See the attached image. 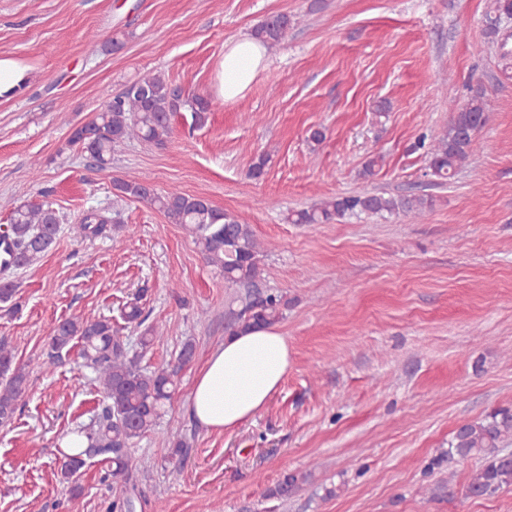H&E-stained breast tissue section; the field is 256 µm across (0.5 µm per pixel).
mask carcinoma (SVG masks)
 I'll list each match as a JSON object with an SVG mask.
<instances>
[{"label": "carcinoma", "mask_w": 512, "mask_h": 512, "mask_svg": "<svg viewBox=\"0 0 512 512\" xmlns=\"http://www.w3.org/2000/svg\"><path fill=\"white\" fill-rule=\"evenodd\" d=\"M504 19H512V0H493L487 15L491 32L498 30ZM292 20L285 14L266 17L253 30V36L266 44L286 39ZM91 50L101 46L119 47V41L107 32L89 36ZM174 84L161 74L143 77L127 84L108 100L86 124L73 128L69 144L89 153L98 167L106 166L115 148L125 142L137 141L147 146H164L173 133L172 118L179 112L189 113L191 126L201 127L208 120L209 101L197 94L176 96ZM452 119L441 133L423 134L414 145L424 151L427 160L425 175L436 184L453 178L468 160L477 132L489 122L490 116L482 93L467 101H448ZM116 196L145 202L162 212L174 224L191 235L206 264L224 275V285L236 290L239 308L226 313V330L233 333L259 325L272 326L283 317L288 305L284 296L264 288L262 257L271 250L259 241L250 225L241 224L203 197L179 192L160 193L145 177L128 176L113 183ZM432 206V199L418 194L388 195L359 193L326 198L311 208L290 210L285 217L289 224H325L346 217L403 214L423 216ZM9 208L8 236L13 249L11 260L0 273V302L12 301L14 284L5 277L13 268L38 264L53 248L60 231L61 217L50 204H20L1 201L0 208ZM110 219L97 210L85 212L79 222L71 225L73 235L80 239L95 237L106 230ZM137 301L125 307L124 327L111 319L72 317L56 324L49 333V352L38 363L47 373L59 364L62 354L79 348V356L96 375L101 392L108 400L97 421L88 428L75 431L86 439L83 448H72L57 459V476L70 487V493L82 494L80 478L87 460L99 458L106 466L104 479L129 480L134 466L130 448L144 436L156 431L159 420L170 404L181 369L195 355V345L182 343L174 362L161 368H144L137 356L130 354L128 337L123 329L139 331L138 344L151 348L164 333L163 325L147 323L149 314ZM30 364L16 360L13 350L0 343V424L11 422L21 407L28 388ZM512 408L502 407L484 418L461 425L448 442V461L477 459L480 467L471 476L467 492L472 497L493 496L512 487ZM308 474L289 472L278 481L269 495L286 499L298 492ZM140 493L135 484H126L112 500L111 512H135Z\"/></svg>", "instance_id": "cac0c4a2"}]
</instances>
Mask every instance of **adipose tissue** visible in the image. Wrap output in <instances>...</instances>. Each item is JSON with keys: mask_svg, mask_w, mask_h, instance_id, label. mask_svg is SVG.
I'll list each match as a JSON object with an SVG mask.
<instances>
[{"mask_svg": "<svg viewBox=\"0 0 512 512\" xmlns=\"http://www.w3.org/2000/svg\"><path fill=\"white\" fill-rule=\"evenodd\" d=\"M266 61V45L252 37L227 43L216 73L218 97L242 96ZM290 364L288 340L275 328L227 335L195 378L189 412L207 430L235 428L266 409Z\"/></svg>", "mask_w": 512, "mask_h": 512, "instance_id": "1", "label": "adipose tissue"}]
</instances>
